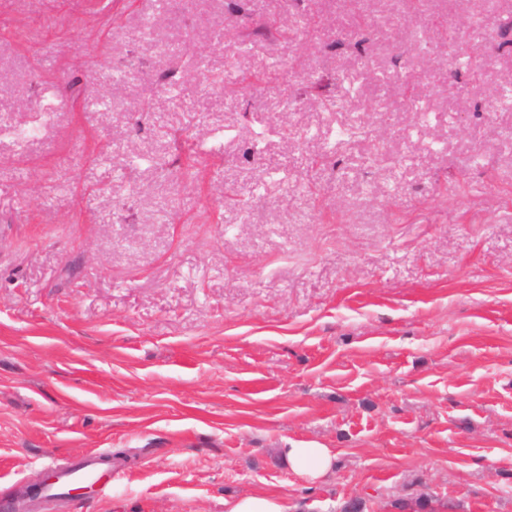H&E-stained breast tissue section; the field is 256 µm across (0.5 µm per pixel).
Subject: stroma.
Returning <instances> with one entry per match:
<instances>
[{
    "label": "stroma",
    "mask_w": 512,
    "mask_h": 512,
    "mask_svg": "<svg viewBox=\"0 0 512 512\" xmlns=\"http://www.w3.org/2000/svg\"><path fill=\"white\" fill-rule=\"evenodd\" d=\"M249 7L307 11L306 51L248 35L232 0H0V502L47 458L102 450L132 460L76 512H225L259 490L284 512L423 494L512 512V108L486 110L512 81V0ZM477 16L483 74L459 98L419 49ZM360 17L363 47L335 39ZM103 149L135 167L90 193ZM268 165L249 207L225 205ZM291 444L333 449L334 475L301 480Z\"/></svg>",
    "instance_id": "1"
}]
</instances>
